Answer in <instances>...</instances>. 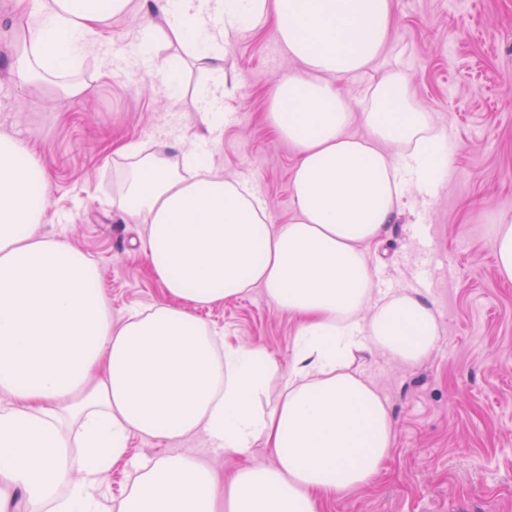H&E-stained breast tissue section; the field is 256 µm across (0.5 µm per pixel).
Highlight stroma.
Wrapping results in <instances>:
<instances>
[{
    "label": "stroma",
    "mask_w": 512,
    "mask_h": 512,
    "mask_svg": "<svg viewBox=\"0 0 512 512\" xmlns=\"http://www.w3.org/2000/svg\"><path fill=\"white\" fill-rule=\"evenodd\" d=\"M28 0H0V134L19 138L44 166L49 191L39 231L98 266L113 321L161 299L141 249L145 227L112 201L129 171L118 155L134 141L176 157L197 147L230 181L251 182L272 223L294 213L296 148L268 120L271 94L299 65L273 27L230 37L224 78L232 90L219 142L208 146L198 88L205 77L173 34L146 37L145 13L106 19L76 76L89 91L61 95L48 81L21 85L8 67L23 50ZM383 62L406 71L416 102L454 141L451 177L430 196L405 199L382 243L370 250L379 287L414 288L433 306L441 337L419 365L380 356L363 367L386 399L395 430L383 471L321 512H512V285L496 280L493 229L512 220V0H396ZM178 60L179 101L153 84L155 55ZM226 341L265 347L287 368L298 327L263 289L204 309ZM194 455L232 475L238 455L205 433L131 437L129 464L102 476L112 499L127 494L135 461Z\"/></svg>",
    "instance_id": "1"
}]
</instances>
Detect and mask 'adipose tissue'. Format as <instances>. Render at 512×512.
I'll return each instance as SVG.
<instances>
[{
    "label": "adipose tissue",
    "instance_id": "ef3b65f1",
    "mask_svg": "<svg viewBox=\"0 0 512 512\" xmlns=\"http://www.w3.org/2000/svg\"><path fill=\"white\" fill-rule=\"evenodd\" d=\"M164 25L213 82L200 89L208 137L223 124L224 45L272 24L300 70L276 86L269 120L297 149L294 215L270 223L245 181L123 146L119 204L145 227L143 251L161 301L114 322L99 270L66 241L38 234L48 180L39 160L0 134V512H320L327 497L368 485L394 445L389 407L353 364L379 355L416 365L440 339L432 306L377 288L368 249L409 190L430 193L454 151L402 70L384 67L395 0H155ZM134 0H37L23 82L76 72L104 20ZM379 77L355 115L342 87ZM368 133H350L353 120ZM399 152L387 151V144ZM255 288L300 319L288 378L264 406L279 365L263 347L219 345L196 309ZM204 432L270 465L223 478L197 457L136 464L130 493L101 510V476L132 436Z\"/></svg>",
    "mask_w": 512,
    "mask_h": 512
}]
</instances>
